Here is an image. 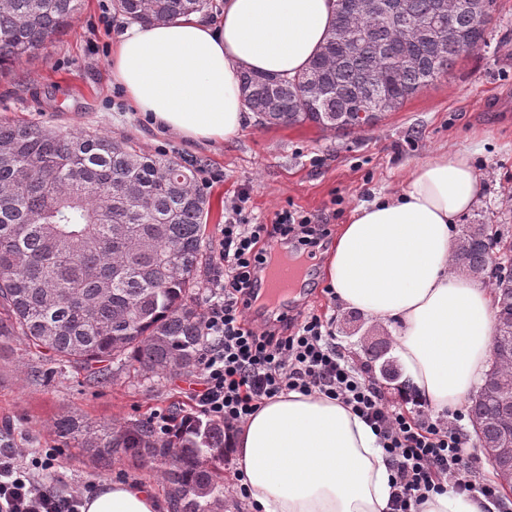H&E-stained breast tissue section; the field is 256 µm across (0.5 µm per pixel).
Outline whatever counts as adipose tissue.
<instances>
[{"label":"adipose tissue","instance_id":"adipose-tissue-1","mask_svg":"<svg viewBox=\"0 0 512 512\" xmlns=\"http://www.w3.org/2000/svg\"><path fill=\"white\" fill-rule=\"evenodd\" d=\"M335 9L336 0H224L217 25L200 15L133 23L112 37V79L156 132L221 142L247 119L240 70L301 73ZM477 191L472 150L425 157L400 192L353 209L325 266L344 308L395 325L397 355L439 412L468 402L491 357L490 291L448 272L455 222ZM232 446L255 512H387L391 471L378 438L338 401L297 391L268 400ZM163 508L144 484L116 480L85 497L82 512Z\"/></svg>","mask_w":512,"mask_h":512}]
</instances>
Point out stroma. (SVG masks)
<instances>
[{
  "instance_id": "obj_1",
  "label": "stroma",
  "mask_w": 512,
  "mask_h": 512,
  "mask_svg": "<svg viewBox=\"0 0 512 512\" xmlns=\"http://www.w3.org/2000/svg\"><path fill=\"white\" fill-rule=\"evenodd\" d=\"M124 18L112 0H84L66 35L46 42L32 57L0 76V122H36L61 131H87L131 138L142 150L193 160L213 172L204 185L210 198L207 259L199 273L209 282L218 230L227 200L247 192V213L271 222L296 212L338 229L361 203L398 193L413 164L437 151L463 146L475 151L480 182L476 206L460 216L512 230V0H497L487 44L458 60L453 71L410 98L378 126L334 135L311 124L263 126L248 118L234 138L190 144L161 135L136 112L109 68L114 27ZM325 253L310 273L305 308L334 320L340 347L368 362L390 398L409 375L395 351L394 329L366 314L341 308L321 275ZM113 378L98 383L84 369L52 368L47 356L17 338L0 339V432L24 448H53L50 481L81 492L91 483L127 479L148 485L160 500L167 490L156 472L120 458L94 467L81 449L64 445L53 422L77 413L86 424L121 427L148 420L152 411L192 412L197 375L145 378L133 366L113 364Z\"/></svg>"
}]
</instances>
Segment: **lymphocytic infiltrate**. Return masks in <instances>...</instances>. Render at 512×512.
Segmentation results:
<instances>
[{
    "mask_svg": "<svg viewBox=\"0 0 512 512\" xmlns=\"http://www.w3.org/2000/svg\"><path fill=\"white\" fill-rule=\"evenodd\" d=\"M328 225L289 211L272 223L251 222L233 201L219 231L202 311L200 387L191 395L200 415L222 422L226 435L267 400L298 391L350 407L374 430L392 471L388 512H415L429 494L453 491L498 504L497 485L476 474V456L462 431V411L436 413L416 395L389 400L381 383L338 346L332 322L312 310L280 313L256 325L249 295L275 246L315 255ZM55 449L31 457L0 442V512H80L81 495L46 485Z\"/></svg>",
    "mask_w": 512,
    "mask_h": 512,
    "instance_id": "lymphocytic-infiltrate-1",
    "label": "lymphocytic infiltrate"
}]
</instances>
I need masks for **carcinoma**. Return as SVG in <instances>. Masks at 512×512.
<instances>
[{
  "instance_id": "obj_1",
  "label": "carcinoma",
  "mask_w": 512,
  "mask_h": 512,
  "mask_svg": "<svg viewBox=\"0 0 512 512\" xmlns=\"http://www.w3.org/2000/svg\"><path fill=\"white\" fill-rule=\"evenodd\" d=\"M380 0H336V18L295 76L240 74L245 107L267 125L312 123L351 133L376 126L487 43L496 0H400L404 26ZM83 0H0V71L67 33ZM213 0H112L144 25L213 11ZM210 201L189 163L124 139L0 125V337H18L59 365L96 379L132 362L153 377L199 368L203 265ZM448 272L485 282L496 301V356L468 402L482 446L512 433V235L464 224ZM65 442L109 467L123 456L156 469L172 512H224V423L190 416L159 436L147 422L54 423Z\"/></svg>"
}]
</instances>
